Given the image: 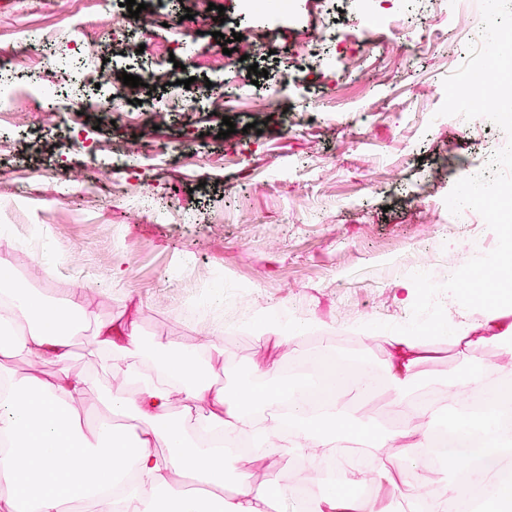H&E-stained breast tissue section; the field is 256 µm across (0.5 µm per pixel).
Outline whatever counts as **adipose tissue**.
I'll list each match as a JSON object with an SVG mask.
<instances>
[{
	"mask_svg": "<svg viewBox=\"0 0 512 512\" xmlns=\"http://www.w3.org/2000/svg\"><path fill=\"white\" fill-rule=\"evenodd\" d=\"M87 325L94 328L106 365L133 374L130 358L141 345L136 321L124 323V341L118 344L112 340L111 323L93 321L78 303L58 306L29 293L0 294V357L25 354L50 364L64 363L80 327ZM450 334L460 351L457 368L448 376L449 390L491 396L493 388L487 379L494 368L473 359L469 352L488 343L503 344L512 352V308L490 309L482 322L452 326ZM384 353L400 424L377 435L371 434L370 423L356 418H350L347 427H337V416H350L336 395L327 403L328 413L315 421L301 402H293L291 416L301 427L290 442L275 443L276 426L262 430L271 455L302 453L310 448L327 455L343 439L366 437L363 454L367 464L356 465L344 456L339 471L344 480L358 478L370 483L373 495L360 497L333 488L313 498L311 512H388L395 480L382 462L387 454L397 460L401 471L411 474L414 497L422 501L424 512H457L462 497L459 484L435 493L429 490L430 466L420 451L430 443L431 409L411 396L423 364L435 351L416 336L396 334L388 338ZM156 371L154 380L110 392L105 399L108 419L89 427L83 420L94 410L86 402L90 377L64 371L52 382L34 376L11 379L9 392L0 395V436L12 440L11 449L0 450V512H15L20 498L32 502L33 512H63L69 500L84 502L89 512H115L103 490L120 483L130 472L151 493L132 497L126 512H268L273 499L285 497V490L273 481L245 479L237 480L234 498L225 497L224 485L234 478L228 455L219 446L205 447L194 441L201 429L231 440L252 427L253 409L278 398V362L254 366L252 374L261 385L246 405L227 399L223 387L213 382L208 364L197 356L163 353L156 360ZM176 401L184 408L183 416L169 413ZM202 402L209 403V411L195 415ZM126 413L136 422L130 432L112 422L113 417ZM461 432L469 441L472 469L494 459L512 472V430L501 429L496 412L465 423ZM156 442L165 444L166 455L152 452Z\"/></svg>",
	"mask_w": 512,
	"mask_h": 512,
	"instance_id": "1",
	"label": "adipose tissue"
}]
</instances>
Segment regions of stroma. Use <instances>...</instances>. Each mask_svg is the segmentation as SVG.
I'll return each instance as SVG.
<instances>
[{
  "mask_svg": "<svg viewBox=\"0 0 512 512\" xmlns=\"http://www.w3.org/2000/svg\"><path fill=\"white\" fill-rule=\"evenodd\" d=\"M217 2L225 14L205 23L203 43L216 31L267 33L258 82L244 61L210 71L174 66L182 0H162L151 28L158 52L147 56L129 54L124 37L111 33L113 16L126 8L84 9L83 36L96 44L99 72L117 83L126 73H162L166 89L131 88L112 100L95 85L99 72L67 56L54 75L56 98L36 111L28 92L39 66H19L18 109L0 115V259L11 279L50 302H79L105 322L135 315L142 370L151 369L154 348L193 354L204 336L221 334L223 352L207 361L231 400L256 362L281 359L279 325L302 326L294 353L328 343L382 367L386 334L366 325L408 322L413 302L400 285L413 267L427 264L442 282L497 242L477 212L449 223L444 199L505 146L506 134L483 117L467 126L433 120L444 78L474 40L461 24L467 0H371L380 31L368 44L353 39L362 23L354 0H294L292 16L279 23L271 2L261 16L241 0ZM71 7L72 0H31L22 10L0 0V43L54 32ZM330 15L347 41L315 58L292 56ZM185 79L191 86L183 91ZM209 83L234 94L223 114L208 104ZM179 92L193 100L192 111L165 113L159 130L143 137L142 114ZM76 109L79 126L59 119ZM226 117L236 132L223 138ZM116 164L126 173L115 200H60L38 183L46 166L68 180ZM147 182L148 203L140 194ZM436 344L443 353L424 366L414 396L440 395L457 366L453 339ZM67 367L93 379L88 397L97 405L125 382L105 367L89 328ZM296 461L242 459L235 469L257 483L291 485L303 477Z\"/></svg>",
  "mask_w": 512,
  "mask_h": 512,
  "instance_id": "stroma-1",
  "label": "stroma"
}]
</instances>
